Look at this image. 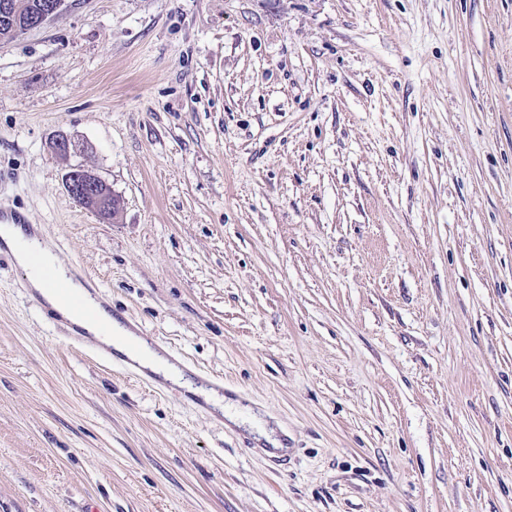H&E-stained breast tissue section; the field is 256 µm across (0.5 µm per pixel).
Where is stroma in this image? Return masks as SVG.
I'll return each instance as SVG.
<instances>
[{"instance_id":"35a3bbf8","label":"stroma","mask_w":512,"mask_h":512,"mask_svg":"<svg viewBox=\"0 0 512 512\" xmlns=\"http://www.w3.org/2000/svg\"><path fill=\"white\" fill-rule=\"evenodd\" d=\"M0 208L245 421L0 257V512H512V0H66L0 40ZM65 188L75 202L101 218L110 219L116 214L118 204L111 187L93 170L73 168L65 176ZM29 282L31 288L38 291L65 320L83 328L95 340L107 347H112L116 352L137 362L140 366L150 368L153 372H160L154 364L156 362L155 358L149 352L140 349L137 339L131 332L119 322L113 320L107 310L101 306V303L93 298L91 293L83 288L81 284L68 277L65 271L56 269V282L58 284H49L37 273L29 276ZM59 286H64L71 292L75 291L88 306L84 305L83 310H81L63 303L56 289ZM87 311L94 312L96 318L88 317ZM46 315L55 327L64 330L67 338L74 342H83V339L79 336L80 334L77 335L75 332L74 325L58 320L48 311Z\"/></svg>"}]
</instances>
